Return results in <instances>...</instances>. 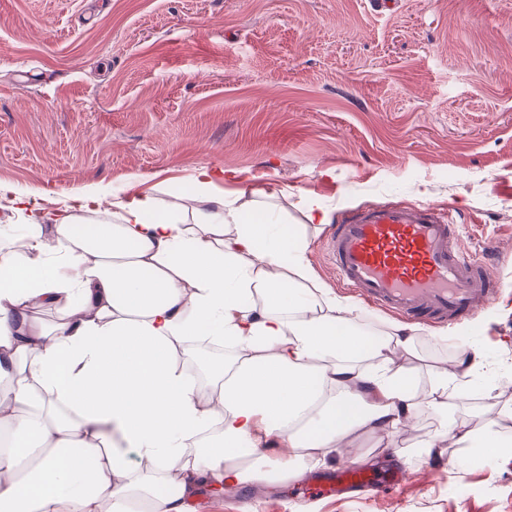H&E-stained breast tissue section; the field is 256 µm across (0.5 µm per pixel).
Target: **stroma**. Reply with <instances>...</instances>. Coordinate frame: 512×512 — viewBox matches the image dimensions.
Instances as JSON below:
<instances>
[{"mask_svg":"<svg viewBox=\"0 0 512 512\" xmlns=\"http://www.w3.org/2000/svg\"><path fill=\"white\" fill-rule=\"evenodd\" d=\"M377 2L0 0V181L43 207L99 188L108 204L174 192L188 209L197 170L214 167L218 189L275 194L338 297L310 195L331 222L451 207L463 248L492 246L509 284L455 337L421 324L413 352H395L424 388L462 346L485 363L450 402L455 431L440 436L422 405L413 426L362 440L363 468L405 469L398 489L302 501L298 480L260 482L252 506L204 493L198 512H512V456L474 465L458 441L476 426L512 435V0Z\"/></svg>","mask_w":512,"mask_h":512,"instance_id":"35a3bbf8","label":"stroma"}]
</instances>
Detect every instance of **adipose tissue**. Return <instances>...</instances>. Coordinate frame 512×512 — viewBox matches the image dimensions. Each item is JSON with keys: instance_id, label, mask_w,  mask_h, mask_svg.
<instances>
[{"instance_id": "ef3b65f1", "label": "adipose tissue", "mask_w": 512, "mask_h": 512, "mask_svg": "<svg viewBox=\"0 0 512 512\" xmlns=\"http://www.w3.org/2000/svg\"><path fill=\"white\" fill-rule=\"evenodd\" d=\"M194 181L191 212L141 194L110 214L99 191L51 213L0 182L27 226L0 254V512H194L201 491L286 480L411 425L419 403L447 421L475 379L476 353L420 390L393 359L410 327L361 328L302 232L209 168ZM45 307L57 320L35 324ZM194 338L232 350L207 383L178 360ZM274 437L287 454L266 470Z\"/></svg>"}]
</instances>
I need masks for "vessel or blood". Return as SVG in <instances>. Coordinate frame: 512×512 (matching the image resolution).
<instances>
[{"label":"vessel or blood","mask_w":512,"mask_h":512,"mask_svg":"<svg viewBox=\"0 0 512 512\" xmlns=\"http://www.w3.org/2000/svg\"><path fill=\"white\" fill-rule=\"evenodd\" d=\"M340 283L367 307L416 322L448 324L473 316L504 290L490 258L465 251L449 211L431 205H383L344 213L324 244ZM402 474L349 463L301 488L302 497L351 498L399 486Z\"/></svg>","instance_id":"1"}]
</instances>
